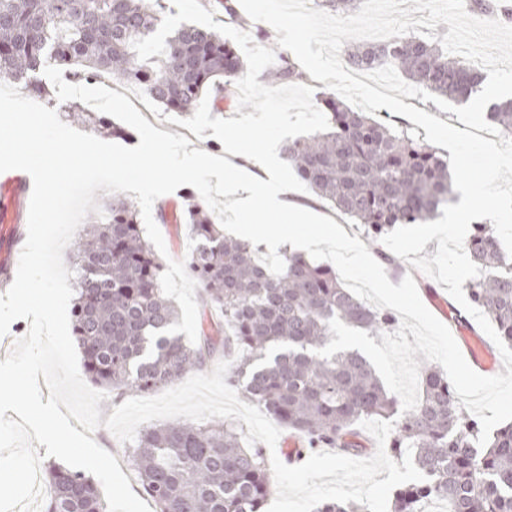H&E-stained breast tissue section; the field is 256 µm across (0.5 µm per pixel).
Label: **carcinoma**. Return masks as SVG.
<instances>
[{
    "label": "carcinoma",
    "instance_id": "obj_1",
    "mask_svg": "<svg viewBox=\"0 0 512 512\" xmlns=\"http://www.w3.org/2000/svg\"><path fill=\"white\" fill-rule=\"evenodd\" d=\"M158 3L0 0V75L22 79L34 95L48 97V88L30 77L51 60L74 81L115 78L187 117L207 94L233 97L244 62L213 29L180 27L166 38L164 55L137 58L132 42L157 31ZM347 62L355 69L390 63L433 95L457 102L483 82L479 70L416 37L353 44ZM301 77L286 54L275 51L267 80ZM322 104L330 112L329 129L282 142L281 156L316 197L362 226L370 245L397 224L433 220L455 199L448 155L337 96L324 97ZM68 112L76 121L119 131L77 103ZM488 116L512 135V99L493 104ZM180 223L192 241L185 257L190 277L203 307L219 310L224 327L201 329L194 344L165 332L179 313L162 291V263L139 224L137 205L114 195L72 249L73 334L90 382L128 394L168 387L199 371L218 346L229 345L236 352L229 373L245 397L312 448L358 453V422H394L393 456L412 447L426 480L398 489L389 512H422L433 496L448 502V512H512V422L480 446L478 423L464 413L440 368L422 364V396L404 414L364 355L316 353L335 338L333 318L378 336L394 325L393 315L360 301L332 267L300 253H284V271L273 274L251 242L224 235L214 212L193 196ZM465 248L481 269L466 284L468 299L511 348L512 258L491 224L477 225ZM128 460L156 512H263L274 492L263 453L244 447L236 429L220 421L148 428L128 449ZM45 481L44 512H104L98 487L83 474L52 462ZM316 512L366 508L325 501Z\"/></svg>",
    "mask_w": 512,
    "mask_h": 512
}]
</instances>
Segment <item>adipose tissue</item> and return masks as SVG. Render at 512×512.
Returning a JSON list of instances; mask_svg holds the SVG:
<instances>
[{
	"instance_id": "1",
	"label": "adipose tissue",
	"mask_w": 512,
	"mask_h": 512,
	"mask_svg": "<svg viewBox=\"0 0 512 512\" xmlns=\"http://www.w3.org/2000/svg\"><path fill=\"white\" fill-rule=\"evenodd\" d=\"M246 146L231 143L224 158L208 159L207 164L216 183L224 194L242 211L263 208L287 215L288 219H309L308 210L289 203L284 187L279 185L271 170L255 173L249 166Z\"/></svg>"
}]
</instances>
